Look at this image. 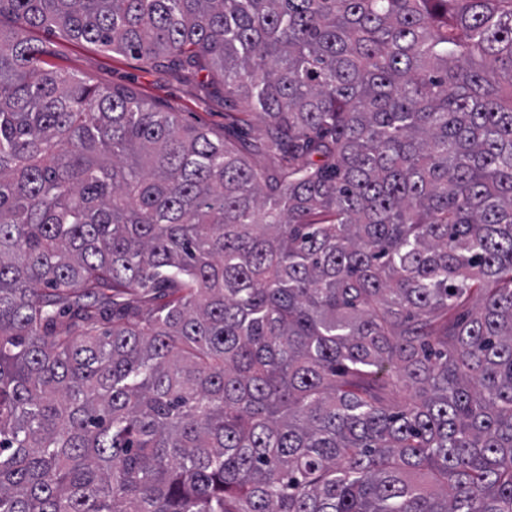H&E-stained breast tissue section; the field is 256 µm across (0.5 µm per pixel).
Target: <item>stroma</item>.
Returning a JSON list of instances; mask_svg holds the SVG:
<instances>
[{
    "label": "stroma",
    "instance_id": "obj_1",
    "mask_svg": "<svg viewBox=\"0 0 512 512\" xmlns=\"http://www.w3.org/2000/svg\"><path fill=\"white\" fill-rule=\"evenodd\" d=\"M46 68L68 72L103 86H125L157 108L180 113L186 125L224 133L228 105L224 91L203 75L166 63L152 64L42 30L31 33Z\"/></svg>",
    "mask_w": 512,
    "mask_h": 512
}]
</instances>
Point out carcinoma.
<instances>
[{"label":"carcinoma","mask_w":512,"mask_h":512,"mask_svg":"<svg viewBox=\"0 0 512 512\" xmlns=\"http://www.w3.org/2000/svg\"><path fill=\"white\" fill-rule=\"evenodd\" d=\"M2 16L0 512H512V0ZM35 29L263 133L48 70ZM28 36L42 48L45 68L69 72L94 84L126 86L161 110L181 112L186 125L224 136L225 113L233 111L224 103V90L207 82L203 74L112 54L97 44L43 30L31 31Z\"/></svg>","instance_id":"carcinoma-1"}]
</instances>
